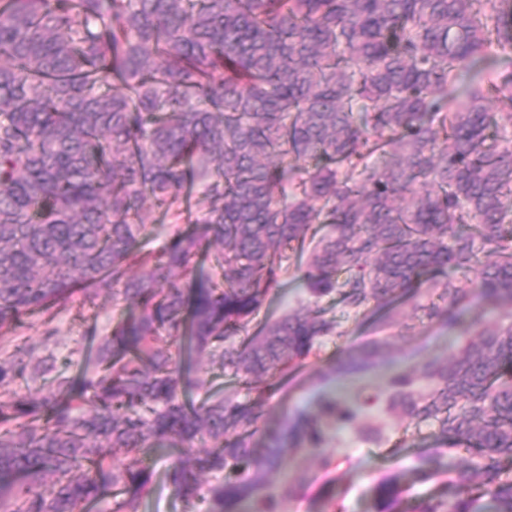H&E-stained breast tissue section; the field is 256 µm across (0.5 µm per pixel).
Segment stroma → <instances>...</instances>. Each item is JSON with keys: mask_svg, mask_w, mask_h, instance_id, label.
Instances as JSON below:
<instances>
[{"mask_svg": "<svg viewBox=\"0 0 512 512\" xmlns=\"http://www.w3.org/2000/svg\"><path fill=\"white\" fill-rule=\"evenodd\" d=\"M466 299L464 323L475 328L512 326V307H494L479 296L472 278H460ZM428 292L404 297L398 310L381 318L373 310L354 313L345 310L337 295L311 296L299 275H292L283 292L272 295L262 315L275 318L289 310L320 308L337 321L334 336L324 338L315 356L288 382L271 394L268 414L256 436L266 446L269 434L282 424H295L319 413L324 400L356 402L361 406L356 421L340 425L323 420L325 443L321 450L288 448L279 467L270 473L266 493L281 496V512H376L372 488L381 479H395L403 493L399 512H415L425 500L450 501L449 471L468 465V454L444 457L445 474L422 479L420 456L430 454L437 445L434 423H417L385 410L389 380L401 373H413L424 363L448 361L462 345L456 331L437 320L423 318L421 308L430 302ZM117 310L108 296L97 298L94 306L80 299L66 303L55 323V340L61 358L78 360L86 319H94L99 332H107ZM373 348L377 356L364 372L348 375L338 365L348 355ZM169 464L166 457L153 463L154 481L141 512H185L165 481Z\"/></svg>", "mask_w": 512, "mask_h": 512, "instance_id": "stroma-1", "label": "stroma"}]
</instances>
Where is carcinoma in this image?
I'll return each instance as SVG.
<instances>
[{"label":"carcinoma","instance_id":"carcinoma-1","mask_svg":"<svg viewBox=\"0 0 512 512\" xmlns=\"http://www.w3.org/2000/svg\"><path fill=\"white\" fill-rule=\"evenodd\" d=\"M506 51L512 0H0V512H141L162 448L188 508L278 512L259 482L281 447L252 438L336 331L314 309L248 333L291 266L350 310L426 287L457 307L427 317L458 326L450 268L512 306ZM76 294L126 311L88 328L70 372L17 330ZM204 354L252 397L205 386ZM419 378L428 392L391 378L387 407L437 424L425 477L446 454L478 462L417 512H480L486 495L512 512V327ZM302 442L323 447L319 420ZM116 448L137 458L116 465ZM374 492L395 512L397 485Z\"/></svg>","mask_w":512,"mask_h":512}]
</instances>
